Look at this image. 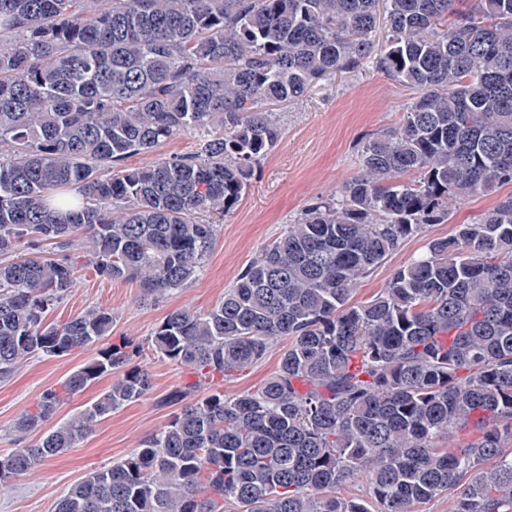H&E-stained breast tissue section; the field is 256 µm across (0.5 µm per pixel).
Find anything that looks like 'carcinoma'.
Returning <instances> with one entry per match:
<instances>
[{
	"mask_svg": "<svg viewBox=\"0 0 512 512\" xmlns=\"http://www.w3.org/2000/svg\"><path fill=\"white\" fill-rule=\"evenodd\" d=\"M366 62L414 90L404 121L211 309L163 318L152 349L195 381L56 512H416L458 487L451 512H512V194L352 301L450 206L512 186V0H0V379L110 334L94 306L46 322L81 270L155 300L193 282L279 139L275 108ZM183 135L195 151L124 168ZM282 339L257 390L192 396ZM135 356L111 343L45 389L16 432L113 376L0 455V487L148 396ZM360 478L371 501L337 496ZM113 376L101 377L95 384L89 386L83 392L73 396L70 400L62 404L57 410L55 416L46 425L51 426L56 423H60L68 419L73 413L79 410V407L85 403L91 401L93 398L98 396L100 393L106 391L111 383Z\"/></svg>",
	"mask_w": 512,
	"mask_h": 512,
	"instance_id": "carcinoma-1",
	"label": "carcinoma"
}]
</instances>
